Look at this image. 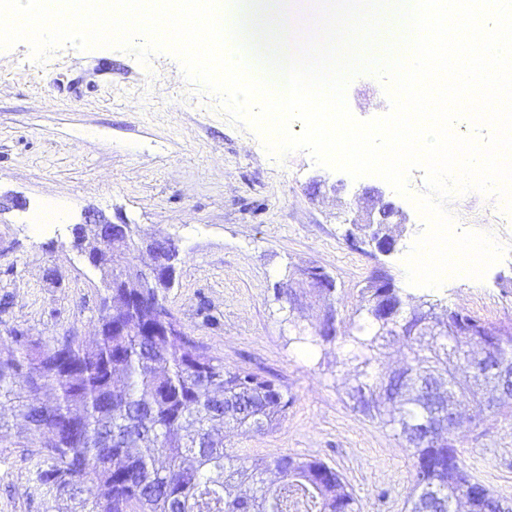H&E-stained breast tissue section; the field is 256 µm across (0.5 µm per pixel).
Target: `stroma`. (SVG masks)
<instances>
[{"label": "stroma", "mask_w": 512, "mask_h": 512, "mask_svg": "<svg viewBox=\"0 0 512 512\" xmlns=\"http://www.w3.org/2000/svg\"><path fill=\"white\" fill-rule=\"evenodd\" d=\"M355 118L387 112L382 82L362 75L347 88ZM400 195L376 176L352 178L317 165L304 151L267 153L257 131L233 122L221 98L188 80L166 52L140 62L131 52L65 44L35 59L28 42L0 49V336L15 328L54 343L95 338L104 290L100 274L72 248L86 212L173 236L182 261L166 304L225 367L275 378L292 403L284 420L258 435H235L252 457L319 459L342 475L359 512H406L413 460L388 428L356 412L355 372L343 339L294 342L314 333L320 307L290 309L279 287L313 263L336 279V308L348 326L360 288L384 267L404 299L424 294L483 322L512 324V254L483 279L451 277L436 289L410 285L406 247L425 222L410 202L425 190L422 171ZM399 205L406 226L388 257L346 239V215L378 198ZM493 195L469 193L447 208L461 230L503 240L486 215ZM457 447L467 470L512 502V415L463 425ZM37 448L0 440V512H65L37 481Z\"/></svg>", "instance_id": "stroma-1"}]
</instances>
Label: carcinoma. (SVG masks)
Returning a JSON list of instances; mask_svg holds the SVG:
<instances>
[{"mask_svg": "<svg viewBox=\"0 0 512 512\" xmlns=\"http://www.w3.org/2000/svg\"><path fill=\"white\" fill-rule=\"evenodd\" d=\"M166 289L114 288L112 323L98 324L91 346L75 336L50 345L16 329L0 340V435L10 429L9 409L26 426L12 444L28 448L49 433L41 449L47 468L39 480L73 512H357L343 477L320 460L279 455L256 458L224 445L218 423L263 434L279 424L291 403L275 381L226 369L207 349L191 352L184 337L157 330L167 312ZM324 310L336 289L310 290ZM420 296L407 314L400 289H361L358 321L344 330L352 342L356 385L353 408L389 427L412 458L407 512H496L498 496L463 465L453 437H427L416 429L438 417L426 398L434 387L441 403L473 406L479 424L488 409L491 380L471 369L473 348H495L512 360V327L494 336H460L448 309L429 314ZM403 338L410 356L385 372L382 349ZM256 484L250 495L236 483ZM91 482L98 494L82 497Z\"/></svg>", "mask_w": 512, "mask_h": 512, "instance_id": "1", "label": "carcinoma"}]
</instances>
